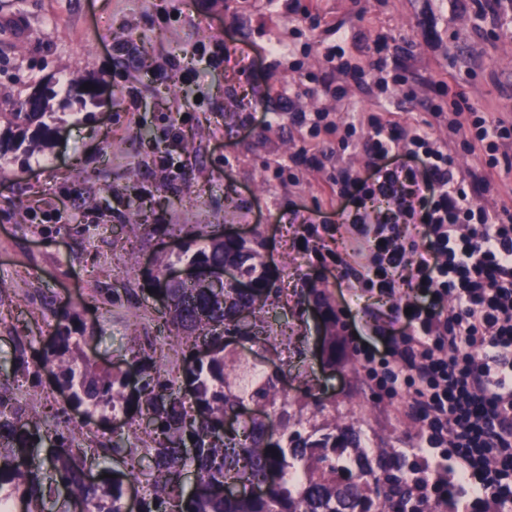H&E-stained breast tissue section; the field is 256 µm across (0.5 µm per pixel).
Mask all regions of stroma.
Here are the masks:
<instances>
[{
    "mask_svg": "<svg viewBox=\"0 0 512 512\" xmlns=\"http://www.w3.org/2000/svg\"><path fill=\"white\" fill-rule=\"evenodd\" d=\"M318 15L310 24L308 14ZM23 17L26 41L0 31V113L15 111L41 82L79 75L102 81L91 114L55 99L53 145L25 170L0 167V391L23 411L49 415L65 395L33 386L14 369L19 341L47 342L61 308L101 331L85 356L102 366L131 359L129 339L172 375L182 346L158 330L161 303L147 290L157 260L181 243L184 225H219L261 233L274 266H287L283 295L264 320L275 349L238 343L241 356L276 362L304 389L342 399L344 420L375 436L410 435L406 412L394 410L353 354L324 369L326 326L312 302L325 289L337 336L347 319L370 342L389 329L396 296L337 279L332 255L350 247L336 221V170L365 175L361 149H336L334 128L358 113L381 114L402 128L432 121L452 98L512 119V5L507 0H0V16ZM385 36L389 69L405 76L381 98L367 71L374 41ZM282 54H270L271 45ZM341 50L344 68L326 54ZM177 58L194 79H165ZM316 82H309L308 74ZM151 136L139 138V129ZM178 146H171L172 135ZM325 154L292 159L310 142ZM64 206L66 220L46 214ZM141 210L155 231L126 225ZM304 224L289 223L293 213Z\"/></svg>",
    "mask_w": 512,
    "mask_h": 512,
    "instance_id": "obj_1",
    "label": "stroma"
}]
</instances>
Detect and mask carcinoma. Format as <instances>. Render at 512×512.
<instances>
[{
	"mask_svg": "<svg viewBox=\"0 0 512 512\" xmlns=\"http://www.w3.org/2000/svg\"><path fill=\"white\" fill-rule=\"evenodd\" d=\"M88 87H83V84ZM99 79L78 76L69 97L96 103ZM54 87L38 85L10 113V127L0 134V158L47 147L54 119L50 100ZM187 265L204 273L225 266L251 284L227 283L214 288L204 279L169 281L168 269ZM162 299L163 327L182 337L185 365L179 380L169 377L145 349L123 369L101 367L69 355L81 350L84 330L76 314L57 316L52 343L21 349L17 359L32 378L51 366L54 385L68 392L69 407L56 412L49 429L37 414H26L0 394V486L29 504L42 492L39 475L28 463L30 449L50 442L47 461L53 480L85 512H128L124 480L133 472L116 471L112 487L96 483L86 470L87 455L74 444L69 410L98 416L108 424L133 413L148 444L141 449L151 469V483L138 500L137 512H460L459 490L452 473L439 474L430 493L428 469L411 458L409 448L381 443L370 451L361 423L341 419L340 402L305 396L292 403L282 392L284 369L271 363L248 386L239 382L242 360L226 343L240 338L253 345L273 342L256 316L280 298L279 273L270 269L261 234L231 239L219 231L191 225L179 251L161 259L148 272ZM323 339L325 361L336 363V312L327 318ZM207 349L204 359L197 352ZM252 407L242 429H224V419ZM133 454L125 431L112 432V444L97 449V465ZM193 468L192 490L183 472Z\"/></svg>",
	"mask_w": 512,
	"mask_h": 512,
	"instance_id": "obj_1",
	"label": "carcinoma"
}]
</instances>
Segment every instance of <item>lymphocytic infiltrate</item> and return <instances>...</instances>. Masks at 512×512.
<instances>
[{"label": "lymphocytic infiltrate", "mask_w": 512, "mask_h": 512, "mask_svg": "<svg viewBox=\"0 0 512 512\" xmlns=\"http://www.w3.org/2000/svg\"><path fill=\"white\" fill-rule=\"evenodd\" d=\"M437 118L447 138L379 116L360 140L357 119L337 127L339 149L358 146L370 158L367 178L337 171V221L373 218L384 230L357 246L360 267L340 256L336 272L376 271L382 292L405 293L393 318L400 334L380 348L351 338L353 351L392 406L422 414V450L451 441L464 491L512 502V207L478 201L512 178V120L463 98ZM460 140L485 154L483 170L462 175Z\"/></svg>", "instance_id": "f902f5d3"}]
</instances>
